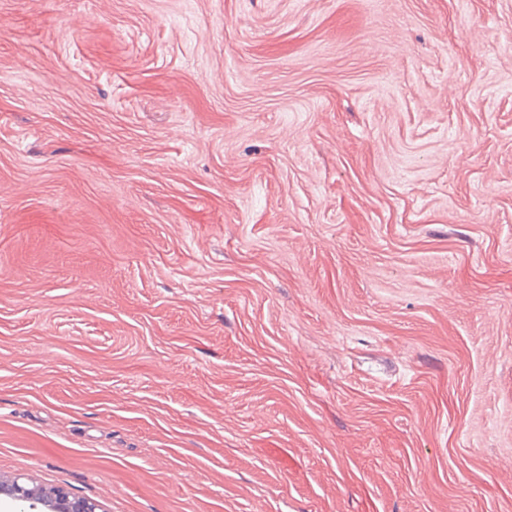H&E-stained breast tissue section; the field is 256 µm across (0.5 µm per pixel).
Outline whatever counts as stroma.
Returning <instances> with one entry per match:
<instances>
[{
    "mask_svg": "<svg viewBox=\"0 0 512 512\" xmlns=\"http://www.w3.org/2000/svg\"><path fill=\"white\" fill-rule=\"evenodd\" d=\"M0 477L512 512V0H0Z\"/></svg>",
    "mask_w": 512,
    "mask_h": 512,
    "instance_id": "stroma-1",
    "label": "stroma"
}]
</instances>
